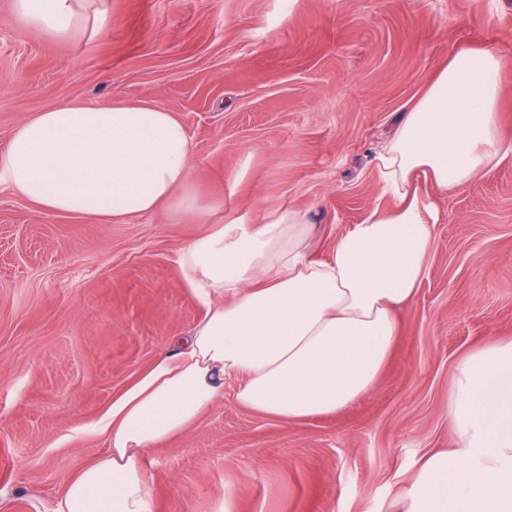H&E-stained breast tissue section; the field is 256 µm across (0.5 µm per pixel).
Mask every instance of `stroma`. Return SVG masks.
<instances>
[{
	"instance_id": "stroma-1",
	"label": "stroma",
	"mask_w": 512,
	"mask_h": 512,
	"mask_svg": "<svg viewBox=\"0 0 512 512\" xmlns=\"http://www.w3.org/2000/svg\"><path fill=\"white\" fill-rule=\"evenodd\" d=\"M502 56L512 141V0H109L67 40L0 0V150L31 113L114 97L183 120L204 213L119 224L37 211L0 180V512H50L107 449L89 425L203 310L180 252L209 225L291 205L317 255L383 204L374 156L462 46ZM427 274L397 313L376 389L282 422L232 389L148 450L155 512H401L421 459L451 448L449 383L476 346L512 339V159L437 193Z\"/></svg>"
}]
</instances>
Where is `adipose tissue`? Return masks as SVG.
Here are the masks:
<instances>
[{
    "instance_id": "1",
    "label": "adipose tissue",
    "mask_w": 512,
    "mask_h": 512,
    "mask_svg": "<svg viewBox=\"0 0 512 512\" xmlns=\"http://www.w3.org/2000/svg\"><path fill=\"white\" fill-rule=\"evenodd\" d=\"M84 0H15L26 25L70 37ZM501 61L455 51L375 157L387 207H374L326 257L305 211L213 225L180 254L202 319L91 429L107 451L66 477L53 512H154L147 450L181 435L233 383L237 402L283 421L336 413L368 395L399 338L396 312L427 273L450 191L512 158L502 135ZM183 121L148 102H72L25 118L0 151V179L37 210L119 223L169 204L198 214ZM448 416L459 444L429 454L405 512H512V340L457 365Z\"/></svg>"
}]
</instances>
